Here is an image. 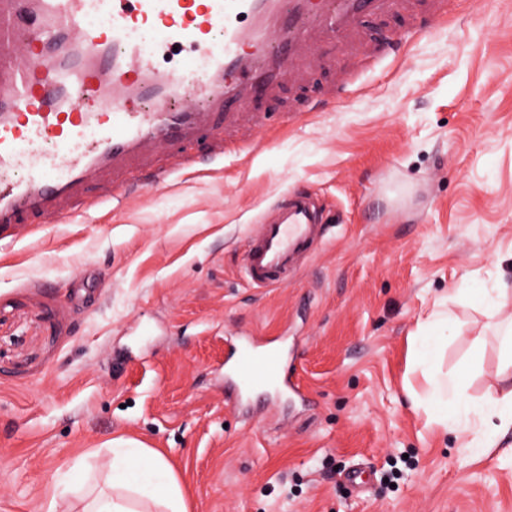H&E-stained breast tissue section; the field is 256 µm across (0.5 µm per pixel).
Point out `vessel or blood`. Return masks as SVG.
<instances>
[{
	"instance_id": "1",
	"label": "vessel or blood",
	"mask_w": 512,
	"mask_h": 512,
	"mask_svg": "<svg viewBox=\"0 0 512 512\" xmlns=\"http://www.w3.org/2000/svg\"><path fill=\"white\" fill-rule=\"evenodd\" d=\"M396 0H0V228L61 220L78 207L89 172L110 174L119 201L138 186L149 151L209 139L213 119L272 95L306 49L359 32ZM48 56L11 51L17 20ZM172 46L186 63L163 68ZM324 233L306 192L289 193L251 236L242 264L257 288L287 282ZM237 380L288 388L269 343L233 347Z\"/></svg>"
}]
</instances>
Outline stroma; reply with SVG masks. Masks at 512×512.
Instances as JSON below:
<instances>
[{"instance_id":"1","label":"stroma","mask_w":512,"mask_h":512,"mask_svg":"<svg viewBox=\"0 0 512 512\" xmlns=\"http://www.w3.org/2000/svg\"><path fill=\"white\" fill-rule=\"evenodd\" d=\"M420 0L311 57L273 100L227 123L237 152L69 220L0 230V512H47L117 440L161 451L189 512H512V459L427 425L409 359L436 307L440 362L484 334L467 395L494 391L498 318L474 288L512 289V0H446L420 38ZM345 79L341 99L329 87ZM293 189L323 240L294 277L254 288L251 230ZM277 339L296 390L224 398L242 337ZM361 470L364 488L347 475Z\"/></svg>"}]
</instances>
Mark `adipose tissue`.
<instances>
[{"instance_id": "obj_1", "label": "adipose tissue", "mask_w": 512, "mask_h": 512, "mask_svg": "<svg viewBox=\"0 0 512 512\" xmlns=\"http://www.w3.org/2000/svg\"><path fill=\"white\" fill-rule=\"evenodd\" d=\"M447 331V315L436 314L425 333L412 340L414 362L434 368ZM499 339L503 369L494 395L481 401L470 399L462 390L463 374L458 371L439 375L426 399L429 422L463 430L476 426L472 448L479 457L488 455L512 431V324ZM146 502L155 505L156 512H188L180 481L161 453L152 448H116L105 488L79 497L77 505H65L63 512H144Z\"/></svg>"}]
</instances>
